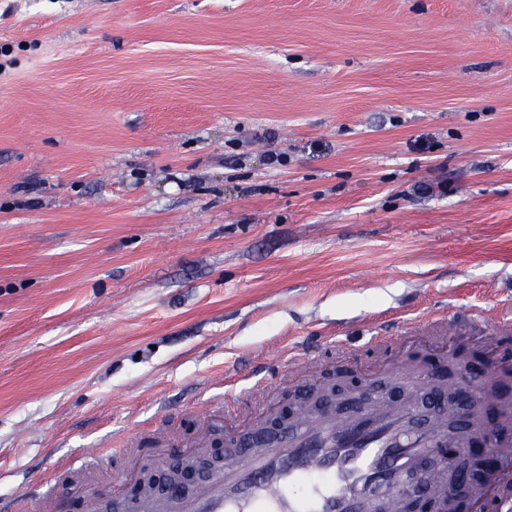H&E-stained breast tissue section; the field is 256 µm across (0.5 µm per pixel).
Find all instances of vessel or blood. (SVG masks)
<instances>
[{"mask_svg":"<svg viewBox=\"0 0 512 512\" xmlns=\"http://www.w3.org/2000/svg\"><path fill=\"white\" fill-rule=\"evenodd\" d=\"M431 320L419 319L409 335L393 338L374 331L367 346L424 345ZM289 372H317L315 356L299 347L288 350ZM425 372L410 356L399 359L388 373L416 381ZM275 403L237 421L224 418L223 406L209 402L199 410L194 437L180 442L161 436L155 450L185 447L192 454L209 448L212 432L223 428L236 444L233 455L188 495L154 496L141 492L136 512H402V480L443 435L419 426L411 407L380 404L360 412L300 415L281 435L253 441L252 436L275 411ZM477 512H512V466L499 462L490 482L475 492Z\"/></svg>","mask_w":512,"mask_h":512,"instance_id":"b4317fda","label":"vessel or blood"}]
</instances>
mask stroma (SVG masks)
<instances>
[{"label": "stroma", "instance_id": "35a3bbf8", "mask_svg": "<svg viewBox=\"0 0 512 512\" xmlns=\"http://www.w3.org/2000/svg\"><path fill=\"white\" fill-rule=\"evenodd\" d=\"M437 305L512 312V0H0V496ZM316 360L315 356L298 346L288 349V370L293 376L317 373L318 363L315 362Z\"/></svg>", "mask_w": 512, "mask_h": 512}]
</instances>
